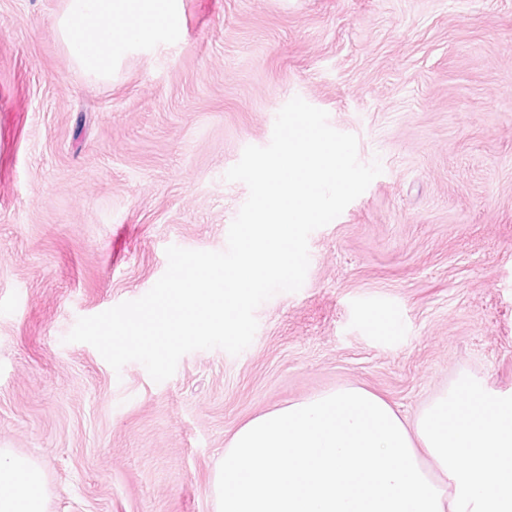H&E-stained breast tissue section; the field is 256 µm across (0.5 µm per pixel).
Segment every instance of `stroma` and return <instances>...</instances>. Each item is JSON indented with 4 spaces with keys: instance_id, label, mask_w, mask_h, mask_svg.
Here are the masks:
<instances>
[{
    "instance_id": "stroma-1",
    "label": "stroma",
    "mask_w": 512,
    "mask_h": 512,
    "mask_svg": "<svg viewBox=\"0 0 512 512\" xmlns=\"http://www.w3.org/2000/svg\"><path fill=\"white\" fill-rule=\"evenodd\" d=\"M65 6L0 0V448L39 462L46 512H215L232 434L339 387L409 417L462 373L512 396V0H180L108 81ZM296 96L383 172L251 345L157 383L66 342L168 246L225 250L248 197L225 174Z\"/></svg>"
}]
</instances>
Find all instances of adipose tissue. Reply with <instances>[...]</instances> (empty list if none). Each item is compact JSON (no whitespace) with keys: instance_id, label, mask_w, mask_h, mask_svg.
Segmentation results:
<instances>
[{"instance_id":"ef3b65f1","label":"adipose tissue","mask_w":512,"mask_h":512,"mask_svg":"<svg viewBox=\"0 0 512 512\" xmlns=\"http://www.w3.org/2000/svg\"><path fill=\"white\" fill-rule=\"evenodd\" d=\"M179 24L176 0H67L56 27L73 62L108 79L130 47L164 40ZM43 486L35 459L0 448V512H45Z\"/></svg>"}]
</instances>
